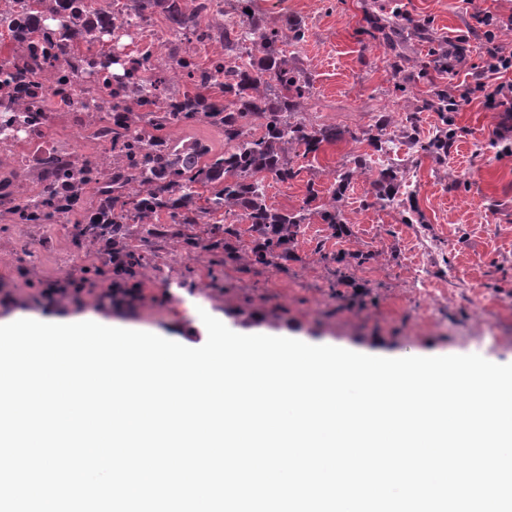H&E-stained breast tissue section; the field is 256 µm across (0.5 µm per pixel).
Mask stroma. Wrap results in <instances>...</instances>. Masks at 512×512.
Listing matches in <instances>:
<instances>
[{
    "mask_svg": "<svg viewBox=\"0 0 512 512\" xmlns=\"http://www.w3.org/2000/svg\"><path fill=\"white\" fill-rule=\"evenodd\" d=\"M396 0H256L255 10L273 26L300 21L305 38L295 63L309 83L300 110L314 127L335 128L338 140L324 150L293 159L296 177L267 181L272 207L298 208L308 189L325 188L329 175L365 158L342 203L341 231L312 217L288 245L285 268L249 265L250 234L226 247L223 266L188 250L184 237L198 224H163L152 244L142 227L125 225L110 245L77 242L56 230L49 253L22 263L0 262V321L16 317L68 321L87 314L150 331L188 347L202 346L207 331L192 307L182 306L198 289H209L212 311L232 331L293 337L334 344L380 357L406 353L480 350L499 364H512V119L473 101L463 111L441 115L417 111L433 86L447 85L431 71L395 79L391 51L374 39L369 15L386 16ZM412 19L427 22L431 40H409L410 59L426 57L431 43L463 46L460 78L475 82L489 48L512 52V0H397ZM498 26L486 30L479 15ZM384 132H377L380 118ZM454 134L448 152L423 153L419 142L443 126ZM381 141H374V134ZM400 183V206L376 200L380 172ZM147 249L135 276L118 273L115 257ZM163 268L177 280L175 296L155 290L151 271ZM68 291L55 306L54 289ZM431 292L441 303L434 316L416 320L409 297ZM92 298L101 307L89 306ZM485 313L502 342L466 340Z\"/></svg>",
    "mask_w": 512,
    "mask_h": 512,
    "instance_id": "1",
    "label": "stroma"
}]
</instances>
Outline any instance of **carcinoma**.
Returning a JSON list of instances; mask_svg holds the SVG:
<instances>
[{
    "label": "carcinoma",
    "mask_w": 512,
    "mask_h": 512,
    "mask_svg": "<svg viewBox=\"0 0 512 512\" xmlns=\"http://www.w3.org/2000/svg\"><path fill=\"white\" fill-rule=\"evenodd\" d=\"M148 6L164 15L172 26L183 22L184 10L179 0H148ZM372 28L394 52L392 68L403 73L399 49L410 38L430 39L424 24L409 26L403 12L397 9L385 18L370 19ZM245 37L248 41L247 63L224 74V142L229 149L219 153H203L184 158L172 154L161 166L163 184L147 188L144 198L130 204L118 198L112 205L119 207L120 222L100 226L94 238L102 241L116 234L121 223L141 224L144 239L154 237L158 218L169 224H205L204 237H187L185 243L195 249L219 253L229 241L240 239L236 224H226L213 216L233 213L244 223L253 237L250 261L254 265L275 267L288 257V242L297 235L301 225L316 215L325 224H340L337 203L351 177L349 172L336 175L325 195L309 191L303 205L293 211H281L266 202L265 181L286 183L297 176L289 151L304 148V154L316 153L323 145L336 142V130L309 127L294 119L298 100L308 92L307 82L299 69L288 60L285 46L300 42L303 29L288 23L271 27L260 23L255 14H246ZM444 65V54L429 49L428 58L419 62L420 73ZM421 108L432 112L448 111V89L434 87L422 100ZM253 117L260 121L263 132L256 136L246 132L243 120ZM427 153L448 152V130H441L433 139L421 145ZM206 190V205L197 200L200 190ZM399 185L389 172L380 174L377 200L393 206L399 202ZM320 205L311 208V203Z\"/></svg>",
    "instance_id": "carcinoma-1"
}]
</instances>
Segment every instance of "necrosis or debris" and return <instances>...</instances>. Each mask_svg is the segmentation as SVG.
Segmentation results:
<instances>
[{
  "mask_svg": "<svg viewBox=\"0 0 512 512\" xmlns=\"http://www.w3.org/2000/svg\"><path fill=\"white\" fill-rule=\"evenodd\" d=\"M209 24L170 27L146 0H0V219L51 193L76 206L52 213L69 231L107 222L113 188L138 199L128 172L153 165L172 142L184 94L200 67L223 75L244 51L224 49V0ZM39 64L14 80L18 64Z\"/></svg>",
  "mask_w": 512,
  "mask_h": 512,
  "instance_id": "necrosis-or-debris-1",
  "label": "necrosis or debris"
}]
</instances>
